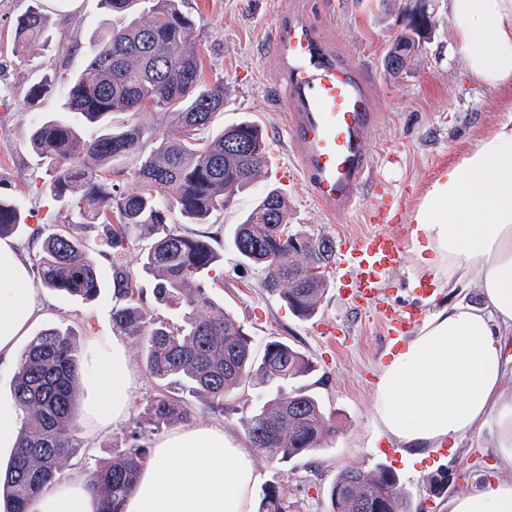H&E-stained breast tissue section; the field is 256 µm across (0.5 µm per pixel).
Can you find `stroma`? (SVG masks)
<instances>
[{"instance_id": "stroma-1", "label": "stroma", "mask_w": 512, "mask_h": 512, "mask_svg": "<svg viewBox=\"0 0 512 512\" xmlns=\"http://www.w3.org/2000/svg\"><path fill=\"white\" fill-rule=\"evenodd\" d=\"M199 23L200 50L205 81L223 80L227 103L217 113L213 126L221 128L247 117L265 131L271 164L296 163L278 110L281 94L276 63L267 44L269 31L283 11L314 13L318 0H188ZM29 0H0V196L17 199L24 223L15 240L28 262H36L38 245L32 244L31 228L39 224L58 226L96 246L102 228L82 224L72 207L52 200L48 190H36L33 181L45 170L29 145L33 127L63 110L65 79L80 71L94 32L106 23L108 14L100 0H79L74 11L50 9V22L43 42L28 56L12 52L13 22ZM431 14L435 26L406 69L390 74L384 56L407 16L416 10ZM331 20L323 27L330 47L350 64L370 70L380 86L373 105L380 122L370 136V151L381 163L380 174L395 193L411 189L425 193L437 174L460 160L481 134L492 129L502 109L512 102V87L489 88L474 83L458 58L449 56L453 30L446 0H331ZM51 81L48 94L25 103L28 87ZM278 184L274 175H262L252 189L236 193L224 212L215 214L205 229L213 233L212 245L220 254L218 280L211 290L245 325L255 348L280 338L298 348L311 364V371L296 384L314 395L331 412L336 435L325 449L309 460L259 464L258 481L280 482L288 489L292 512H327V489L336 473L359 466L370 470L383 463L381 448L387 439L378 437L372 425L373 388L378 368L385 362L387 333L375 312L359 313L336 290H328L318 318L334 328L320 334L315 322L298 318L278 297L260 286V274L242 268L232 246V231L259 196ZM289 222L294 229L324 234L335 240L363 236L372 230L365 211L374 205L364 195L362 207L345 220L327 215L298 179L287 184ZM103 286L90 301L62 296L49 290L40 295L48 305L43 325L74 329L80 345L104 325H110L112 269L100 261ZM384 296L427 313L428 308L413 288V260L404 257L382 286ZM134 373L127 419L110 425L94 438L83 439L94 461L108 459L116 448L128 445L133 420L142 413L144 398L153 382L136 355H129ZM269 392L260 386L235 391L224 415L207 416V423L242 435L240 418L266 400ZM447 472L451 485L447 495L433 496L428 481ZM405 493L421 512H448L450 495L463 489L466 480L494 479L489 432L467 437L447 457L427 456L422 461L402 460L397 469Z\"/></svg>"}]
</instances>
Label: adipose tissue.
<instances>
[{"label": "adipose tissue", "instance_id": "obj_1", "mask_svg": "<svg viewBox=\"0 0 512 512\" xmlns=\"http://www.w3.org/2000/svg\"><path fill=\"white\" fill-rule=\"evenodd\" d=\"M455 44L469 78L512 87V0H448ZM407 250L438 288L477 283L482 303H444L380 365L373 424L409 449L438 448L491 430L494 455L512 470V361L501 336L512 330V103L455 164L430 184L414 215ZM29 262L0 238V365L44 314ZM88 433L125 419L133 373L124 340L89 339L80 365ZM256 458L217 425L176 430L154 442L123 512H253ZM84 476L50 485L32 512H99ZM448 512H512V481L465 487Z\"/></svg>", "mask_w": 512, "mask_h": 512}]
</instances>
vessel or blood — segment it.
<instances>
[{"label": "vessel or blood", "mask_w": 512, "mask_h": 512, "mask_svg": "<svg viewBox=\"0 0 512 512\" xmlns=\"http://www.w3.org/2000/svg\"><path fill=\"white\" fill-rule=\"evenodd\" d=\"M269 43L280 63L279 105L298 157L295 173L328 215L347 216L360 206L364 189L383 184L369 143L379 122L372 103L375 81L330 51L321 25L293 13H281ZM407 204L402 197L384 198L369 215L373 231L344 240L332 265L337 287L354 308L375 310L393 353L420 324L414 309L382 297L383 281L404 256L401 238L382 223L391 210Z\"/></svg>", "instance_id": "vessel-or-blood-1"}]
</instances>
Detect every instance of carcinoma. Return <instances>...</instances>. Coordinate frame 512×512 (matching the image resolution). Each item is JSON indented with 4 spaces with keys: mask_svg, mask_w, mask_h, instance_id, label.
<instances>
[{
    "mask_svg": "<svg viewBox=\"0 0 512 512\" xmlns=\"http://www.w3.org/2000/svg\"><path fill=\"white\" fill-rule=\"evenodd\" d=\"M16 18L14 52L20 55L43 35L48 14L41 0ZM112 22L90 42L86 63L66 82L64 109L100 125L92 139L74 122L54 117L37 123L30 145L50 177V194L69 199L86 224L105 226L111 261L112 330L130 338L137 359L154 381L143 414L129 432L130 444L116 448L88 476L102 502L101 512H122L150 457V437L166 428L190 424L207 414H224L233 392L246 385L275 384L282 392L241 418L245 436L262 462L312 457L336 433L332 415L319 400L288 382L306 375V356L281 339L258 353L253 339L234 315L217 304L207 278L218 254L205 224L228 206L235 193L258 179L266 162L263 130L243 119L218 131L214 117L224 111V82L203 80L198 53L199 27L185 0H102ZM413 26L398 34L387 52L386 68L399 52L419 49ZM163 111L173 133L146 122V113ZM129 112L133 121L111 126L106 118ZM139 166L130 173L135 188L107 182L104 172L127 156ZM21 225L20 206L0 198V238ZM149 231L151 241L137 256L139 273L123 258L129 229ZM39 284L85 301L102 282L96 257L86 242L65 232L42 236ZM232 245L239 263L261 272L260 286L278 296L303 320L314 318L329 289L325 270L336 241L296 231L288 224V197L278 188L264 193L235 225ZM152 285L154 305L144 301L139 276ZM163 308L179 320L159 316ZM80 346L74 331L51 326L36 333L23 350L12 386L23 424L4 472L0 493L5 512H29L47 486L62 480L81 453L73 421L79 390ZM328 512H413L398 475L385 465L370 471H339L328 489ZM288 490L279 482L264 486L258 512H290Z\"/></svg>",
    "mask_w": 512,
    "mask_h": 512,
    "instance_id": "1",
    "label": "carcinoma"
}]
</instances>
